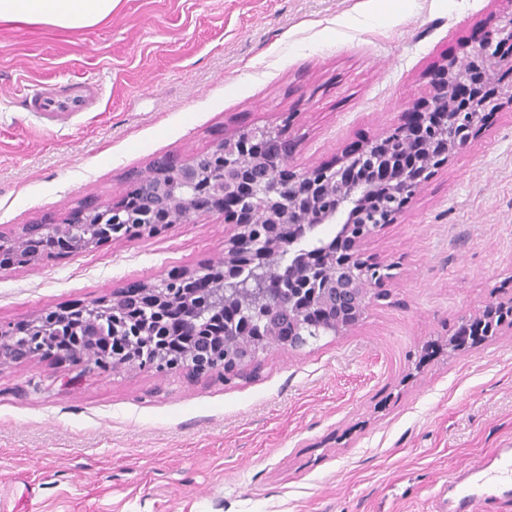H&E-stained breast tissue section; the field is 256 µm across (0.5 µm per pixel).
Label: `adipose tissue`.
<instances>
[{"instance_id":"obj_1","label":"adipose tissue","mask_w":512,"mask_h":512,"mask_svg":"<svg viewBox=\"0 0 512 512\" xmlns=\"http://www.w3.org/2000/svg\"><path fill=\"white\" fill-rule=\"evenodd\" d=\"M118 2L119 0H0V25L86 28L111 16Z\"/></svg>"}]
</instances>
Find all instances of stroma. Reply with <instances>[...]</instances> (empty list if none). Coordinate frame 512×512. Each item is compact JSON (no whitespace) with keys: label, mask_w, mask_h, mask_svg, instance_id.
I'll list each match as a JSON object with an SVG mask.
<instances>
[{"label":"stroma","mask_w":512,"mask_h":512,"mask_svg":"<svg viewBox=\"0 0 512 512\" xmlns=\"http://www.w3.org/2000/svg\"><path fill=\"white\" fill-rule=\"evenodd\" d=\"M507 0H119L83 29L0 27V234L122 199L153 160L289 128L306 170L395 128L428 74ZM99 95L66 123L29 100ZM202 215L0 269V328L219 261ZM393 268L358 325L260 352L256 380L0 366V512H446L448 477L512 446V326L453 353L462 317L512 299V108L365 242ZM440 353L421 362L423 347Z\"/></svg>","instance_id":"stroma-1"}]
</instances>
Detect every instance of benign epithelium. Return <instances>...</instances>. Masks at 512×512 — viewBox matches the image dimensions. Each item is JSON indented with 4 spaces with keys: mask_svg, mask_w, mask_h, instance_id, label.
<instances>
[{
    "mask_svg": "<svg viewBox=\"0 0 512 512\" xmlns=\"http://www.w3.org/2000/svg\"><path fill=\"white\" fill-rule=\"evenodd\" d=\"M462 57H449L431 72L427 97L406 108L403 123L373 141L349 147L326 164L299 171L290 165L297 143L283 127L240 129L224 136L212 147L187 161L169 157L157 164L152 174L139 179L133 189L140 194V209L131 215L139 235L155 236L173 224L218 212L233 234L224 239V265L239 255H252L259 291L279 298L292 271L282 265L267 269L270 259L300 241L314 224L346 226L347 239L341 265L336 255L324 247L312 254L329 267L321 285L317 305L323 308L367 306L377 284L370 281L374 258L364 252V241L375 228L353 231L373 204L375 182L357 177L361 165L369 161L381 171L387 192L400 201L384 223L395 224L411 200L436 173L447 167L465 149L483 126L486 116L506 105L512 106V83L504 84L500 71H512V12L497 22L476 25L461 43ZM274 140L285 154L270 158L265 146ZM96 210H72L61 224L40 226L42 237L52 244V252L66 253L58 246L73 233L71 224H88ZM88 310L86 322L96 335L139 336L141 330ZM305 312L288 305L285 310L244 315L242 325L255 321L270 336L293 338L300 335ZM22 332L13 327L0 331V365L29 363L51 354L69 356L55 348L17 342Z\"/></svg>",
    "mask_w": 512,
    "mask_h": 512,
    "instance_id": "1",
    "label": "benign epithelium"
}]
</instances>
